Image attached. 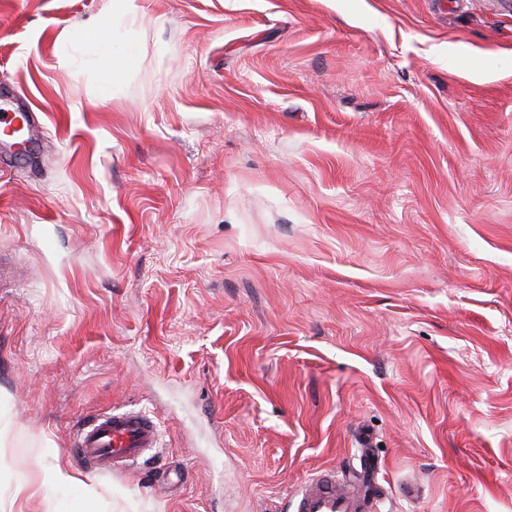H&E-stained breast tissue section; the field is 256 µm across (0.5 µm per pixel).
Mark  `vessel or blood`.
<instances>
[{"label": "vessel or blood", "instance_id": "vessel-or-blood-1", "mask_svg": "<svg viewBox=\"0 0 512 512\" xmlns=\"http://www.w3.org/2000/svg\"><path fill=\"white\" fill-rule=\"evenodd\" d=\"M35 123L28 112L0 110V134L11 144L30 146ZM159 446L155 420L144 411L109 409L81 422L73 451L94 472L132 468ZM373 495L348 491L335 471L324 470L297 486L284 502V512H378Z\"/></svg>", "mask_w": 512, "mask_h": 512}]
</instances>
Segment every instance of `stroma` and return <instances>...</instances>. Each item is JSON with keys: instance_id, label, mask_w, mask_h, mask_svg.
<instances>
[{"instance_id": "obj_1", "label": "stroma", "mask_w": 512, "mask_h": 512, "mask_svg": "<svg viewBox=\"0 0 512 512\" xmlns=\"http://www.w3.org/2000/svg\"><path fill=\"white\" fill-rule=\"evenodd\" d=\"M110 6L0 0V512H280L364 446L380 512H512V0H134L107 59ZM120 407L161 446L90 472ZM129 0H113L112 14L109 19L99 20L91 28V36L96 43L97 51L101 56L112 58L115 44L112 40L114 28L119 25H134L137 17L128 8ZM0 132L4 135L3 141H10L11 145L21 144L27 152L30 148V132L35 124L34 116L29 112H16L5 108L0 103ZM155 448L159 430L148 413L112 408L80 423L72 450L87 469L100 473L131 469Z\"/></svg>"}]
</instances>
